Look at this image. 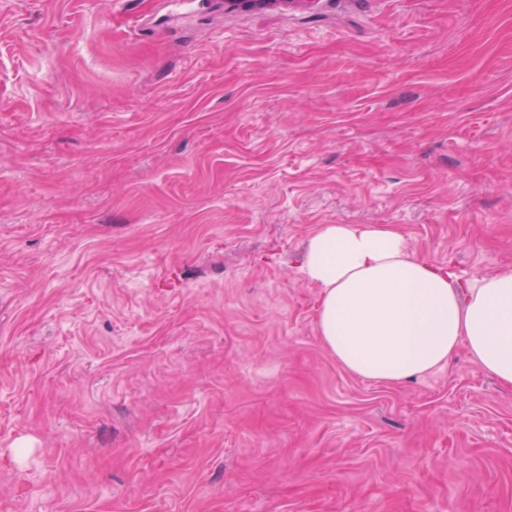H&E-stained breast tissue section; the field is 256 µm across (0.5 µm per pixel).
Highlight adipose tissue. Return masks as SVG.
I'll return each instance as SVG.
<instances>
[{
    "label": "adipose tissue",
    "instance_id": "adipose-tissue-1",
    "mask_svg": "<svg viewBox=\"0 0 512 512\" xmlns=\"http://www.w3.org/2000/svg\"><path fill=\"white\" fill-rule=\"evenodd\" d=\"M302 273L320 290L317 325L337 362L399 384L448 365L458 347L512 386V271L460 281L382 224H325Z\"/></svg>",
    "mask_w": 512,
    "mask_h": 512
}]
</instances>
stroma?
<instances>
[{"mask_svg":"<svg viewBox=\"0 0 512 512\" xmlns=\"http://www.w3.org/2000/svg\"><path fill=\"white\" fill-rule=\"evenodd\" d=\"M324 224L512 271V0H0V512H512V387L339 365Z\"/></svg>","mask_w":512,"mask_h":512,"instance_id":"1","label":"stroma"}]
</instances>
